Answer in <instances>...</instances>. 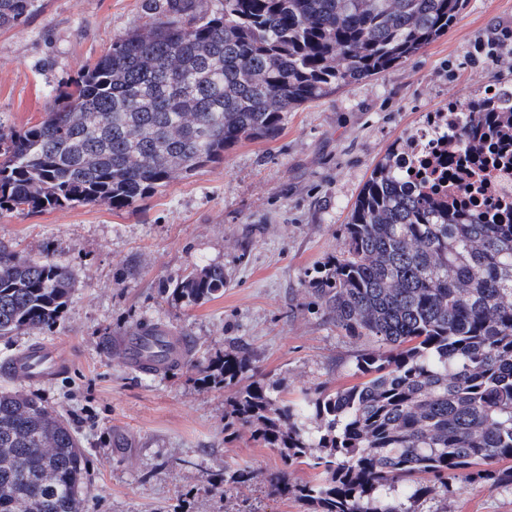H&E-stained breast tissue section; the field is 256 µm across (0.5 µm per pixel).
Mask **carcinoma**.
<instances>
[{"label":"carcinoma","mask_w":512,"mask_h":512,"mask_svg":"<svg viewBox=\"0 0 512 512\" xmlns=\"http://www.w3.org/2000/svg\"><path fill=\"white\" fill-rule=\"evenodd\" d=\"M466 0H144L152 38L136 30L23 131H0V210L74 205L127 209L172 180L224 161L244 141L275 137L285 114L380 76L456 21ZM36 0H0V28ZM459 140L512 130L486 96L460 109ZM404 138L374 169L336 256L307 290L350 339L367 342L349 386L299 401L272 395L243 351L205 378L232 392L224 424L279 451L283 469L240 468L313 512H412L454 481L512 484V224H489L410 192ZM224 268L177 280L185 304L224 291ZM73 288L69 268L24 259L0 242V337L53 326ZM305 464L314 476L290 482ZM86 466L70 424L35 396L0 391V512H84Z\"/></svg>","instance_id":"carcinoma-1"}]
</instances>
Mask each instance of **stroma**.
<instances>
[{
    "label": "stroma",
    "instance_id": "1",
    "mask_svg": "<svg viewBox=\"0 0 512 512\" xmlns=\"http://www.w3.org/2000/svg\"><path fill=\"white\" fill-rule=\"evenodd\" d=\"M149 21L143 0H38L37 11L0 29V127L41 122L56 93L115 38ZM512 25V0H467L440 38L384 75L287 114L268 140L228 150L223 163L177 179L121 211L82 205L28 214L0 210V241L18 255L64 263L74 286L54 327L40 338L67 347L63 376L22 387L62 415L86 459V512H305L263 481L237 489L247 466L281 468L276 449L243 432L224 436L230 391L184 367L145 374L124 364L121 339L162 327L191 337L206 361L241 348L278 396L318 384H352L363 344L324 315L306 281L335 255L344 226L392 143L449 99L512 84V49L475 67L477 41ZM224 268V292L188 305L176 281ZM38 336L0 337V364ZM418 512H512V485L460 484L436 491Z\"/></svg>",
    "mask_w": 512,
    "mask_h": 512
}]
</instances>
